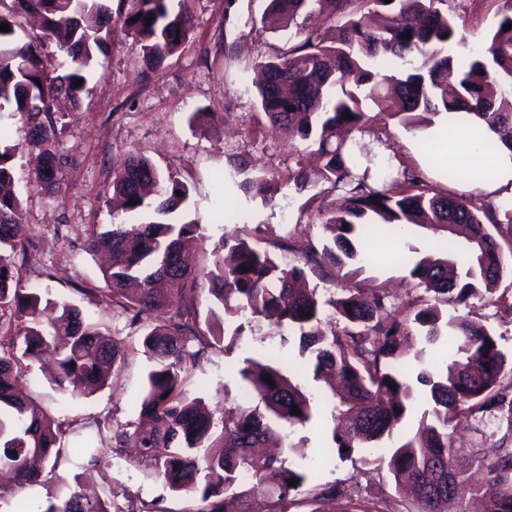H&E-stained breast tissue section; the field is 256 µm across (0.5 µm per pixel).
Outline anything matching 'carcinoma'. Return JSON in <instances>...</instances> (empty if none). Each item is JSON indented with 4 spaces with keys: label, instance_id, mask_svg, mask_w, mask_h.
I'll list each match as a JSON object with an SVG mask.
<instances>
[{
    "label": "carcinoma",
    "instance_id": "1",
    "mask_svg": "<svg viewBox=\"0 0 512 512\" xmlns=\"http://www.w3.org/2000/svg\"><path fill=\"white\" fill-rule=\"evenodd\" d=\"M183 0H0V114L20 116L27 125L26 146L33 174L48 194L60 192L58 175L69 166L55 145L64 98L80 106L88 93L93 65L106 55L115 28L141 45L142 62L154 70L193 40L194 17ZM453 0H268L288 29V49L259 63L264 79L258 105L268 125L316 152L322 167L310 172L297 155L288 181L299 189L327 185L344 196L343 209L330 214L324 228L330 240L297 249V263L279 260V243L270 249L240 236H226L213 249L210 266L189 267L181 252L184 239L198 224L185 217L188 184L162 176L150 159L129 153L112 167V194L126 212L147 221L88 229L87 251L109 255L102 277L112 293V309L132 326L180 303L152 324L142 338L144 352L156 362L140 400V417L148 424L116 427L114 448H136L138 455L173 493L185 498L181 512H254L255 487L266 492L265 512H288L292 494L301 488L321 504L345 502L343 512H381L374 502L336 484H311L309 475L281 455L258 457L252 449L277 432L311 423L319 399L285 374L279 359H246L237 369L248 401L215 416L200 398L184 388L187 367L236 340L244 323H267L284 342L299 338V354L309 355L313 379L326 374L340 380L345 393L333 396L332 417L347 422L333 430L338 455L351 456L383 440L393 443L387 463L394 480L415 489L409 512H442L454 501L457 512H512V446L501 444L486 464L482 448H454L449 429L462 422L480 423L487 413L507 410L512 417V368L490 329L467 314L450 316V303L464 304L495 292L503 275L502 249L488 225L499 211L512 213V200L499 205L485 198L434 192L414 174L398 182H378L361 167L348 145L353 132L367 128L361 99L379 112L415 126L416 118L460 109L482 126L470 130L489 155L499 146L512 151V0H502L487 46L459 60L467 46L463 17ZM328 12L339 24L321 31L311 26L315 12ZM152 24H147V21ZM411 39H405L406 35ZM83 84L77 86V80ZM350 113L354 119L344 118ZM14 145H0V472L15 485L39 479L31 460L50 463V471L67 464L79 468L106 465L101 451L69 445V425L33 404L19 388L33 362L54 357L51 383L77 400L92 386L105 383L127 357L125 342L107 336L101 324L87 319L66 300L42 298L19 286L16 255H25L27 228L23 201L14 190L10 161ZM240 190L268 202L280 191L277 180L250 170L246 159L233 161ZM454 224L464 233L463 268L453 258L449 237L421 254L410 270L428 298L414 315L389 313L385 294L367 298L353 283L325 299L316 288H298L306 270L328 268L343 279L361 271L348 266L368 258L352 236L359 227L376 233L409 225ZM207 287L206 318L198 307L199 287ZM336 315L334 326L320 327L324 307ZM245 322L226 331L227 318ZM418 336H412V329ZM448 335V359L425 365L424 350L415 351L416 375L429 408L418 428L400 435L414 388L404 361L413 342L437 343ZM271 382H266L264 376ZM300 413H291L292 407ZM487 470L482 482L474 470ZM296 478L295 486L288 481ZM111 503L89 498L64 483L39 512H111Z\"/></svg>",
    "mask_w": 512,
    "mask_h": 512
}]
</instances>
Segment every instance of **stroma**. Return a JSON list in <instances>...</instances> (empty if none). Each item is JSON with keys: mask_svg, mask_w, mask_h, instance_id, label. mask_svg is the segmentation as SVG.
<instances>
[{"mask_svg": "<svg viewBox=\"0 0 512 512\" xmlns=\"http://www.w3.org/2000/svg\"><path fill=\"white\" fill-rule=\"evenodd\" d=\"M456 4L463 12L470 47L484 48L499 0H456ZM266 6V0H187L197 24L194 40L151 72L142 67L139 44L114 33L110 56L93 68L90 94L79 111L64 118L59 144L73 166L64 176L59 196H49L36 183L27 153L17 154L16 190L23 199L29 242L20 269L22 287L76 304L110 336L127 340L129 355L116 378L75 404L48 382L39 365L28 368L21 381L24 391L59 420L76 422L81 439L107 449L108 464L100 469L62 467L54 479L12 488L0 495V512H15L22 500L45 504L62 478L79 480L91 490L111 487L114 505L121 512L132 503L152 500L160 502L166 512H181L183 497L151 476L132 449L110 452L108 435L97 432L101 420L114 426L136 421L153 362L139 341L130 339L126 319L114 314L98 270L99 259L86 251V229L91 224L130 222V214L106 207L104 197L112 182L113 163L137 152L177 173L190 186L188 214L199 228L188 258L196 268L209 264L213 248L229 230L228 225L213 221L224 209L245 210L249 217L245 229L262 246L272 241L324 238L319 214L336 209L337 195L322 193L317 209L308 208L310 190H298L287 180L300 145L271 129L257 106L255 63L266 59L274 48L288 45L287 32L263 22ZM362 108L369 117L368 128L352 139L374 155L372 171L377 179L388 182L407 169L440 191L461 197L483 194V187L447 179V161L428 160L424 146L431 138L429 128H404L397 119L379 113L369 100L363 101ZM197 111L214 113V121L204 126L192 123L190 117ZM233 154L243 155L254 170L278 180L281 190L274 203L246 199L228 181ZM495 236L503 247L504 273L494 295L449 305L448 312L468 313L487 325L512 361V313L505 309L506 303H512V225L500 221ZM439 238L438 231L417 227L374 237V261L358 277L360 288L383 291L391 311L419 304L425 292L410 275L409 248ZM260 353L298 366L297 377L303 386L321 393L322 386L314 381L306 359L299 356L297 344H282L279 337L268 335L266 327L256 326L245 330L228 350H214L188 370L191 395L202 398L210 411L222 414L241 400L238 367L243 359ZM331 409L329 401H322L313 422L290 430L292 449L286 452V460L309 473L312 482L353 487L361 497L378 502L382 512H408L410 500L396 487L387 468L386 442L339 458L332 447Z\"/></svg>", "mask_w": 512, "mask_h": 512, "instance_id": "1", "label": "stroma"}]
</instances>
